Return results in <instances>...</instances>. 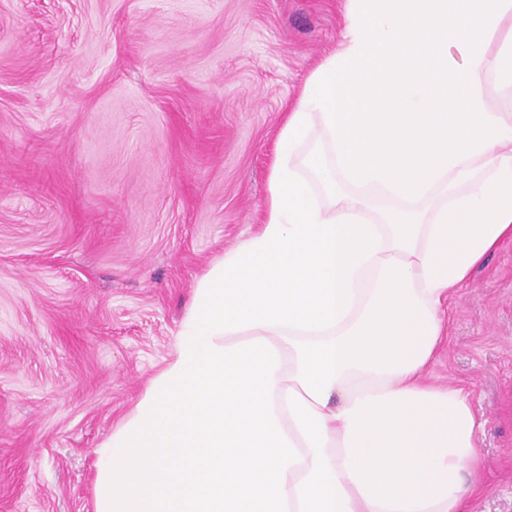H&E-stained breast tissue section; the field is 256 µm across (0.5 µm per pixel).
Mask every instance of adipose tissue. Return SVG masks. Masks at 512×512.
Instances as JSON below:
<instances>
[{"instance_id": "ef3b65f1", "label": "adipose tissue", "mask_w": 512, "mask_h": 512, "mask_svg": "<svg viewBox=\"0 0 512 512\" xmlns=\"http://www.w3.org/2000/svg\"><path fill=\"white\" fill-rule=\"evenodd\" d=\"M265 211L98 448L95 512H463L477 422L425 376L512 239V0H346Z\"/></svg>"}]
</instances>
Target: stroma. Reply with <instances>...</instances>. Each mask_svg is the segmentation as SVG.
<instances>
[{
  "mask_svg": "<svg viewBox=\"0 0 512 512\" xmlns=\"http://www.w3.org/2000/svg\"><path fill=\"white\" fill-rule=\"evenodd\" d=\"M345 0H0V512H94L95 456L199 279L254 233L278 134ZM463 387L512 512V241L456 290Z\"/></svg>",
  "mask_w": 512,
  "mask_h": 512,
  "instance_id": "35a3bbf8",
  "label": "stroma"
}]
</instances>
